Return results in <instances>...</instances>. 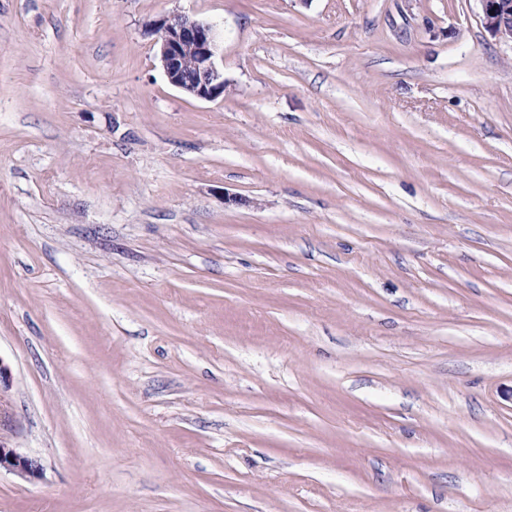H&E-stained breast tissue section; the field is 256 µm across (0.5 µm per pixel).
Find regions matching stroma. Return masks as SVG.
I'll list each match as a JSON object with an SVG mask.
<instances>
[{"mask_svg": "<svg viewBox=\"0 0 512 512\" xmlns=\"http://www.w3.org/2000/svg\"><path fill=\"white\" fill-rule=\"evenodd\" d=\"M210 23L224 96L150 24ZM479 0H0V512H512V44ZM239 203H225V195ZM169 84L205 101L224 96V69L212 26L185 14L163 15L151 24ZM2 468L23 478L35 477L41 469L37 460L24 456L16 449L8 448L0 443V472Z\"/></svg>", "mask_w": 512, "mask_h": 512, "instance_id": "1", "label": "stroma"}]
</instances>
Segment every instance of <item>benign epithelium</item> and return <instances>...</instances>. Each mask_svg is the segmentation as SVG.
<instances>
[{"label": "benign epithelium", "mask_w": 512, "mask_h": 512, "mask_svg": "<svg viewBox=\"0 0 512 512\" xmlns=\"http://www.w3.org/2000/svg\"><path fill=\"white\" fill-rule=\"evenodd\" d=\"M482 24L494 36L512 43V0H479ZM157 53L169 84L205 101L224 96V69L212 26L185 14L163 15L151 24ZM23 478L40 472L37 460L0 443V469Z\"/></svg>", "instance_id": "7a95c632"}]
</instances>
